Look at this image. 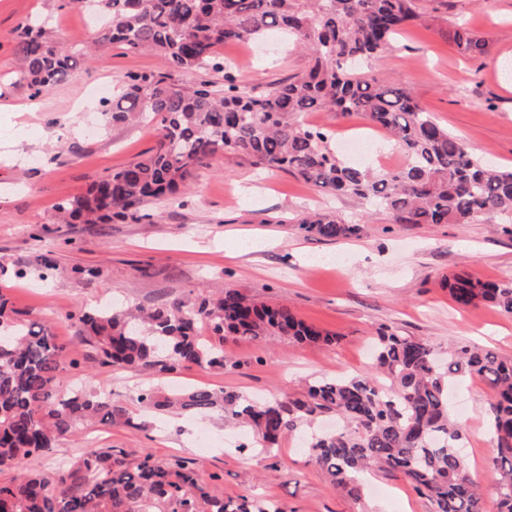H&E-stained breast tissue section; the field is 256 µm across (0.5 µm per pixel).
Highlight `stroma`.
<instances>
[{"label": "stroma", "mask_w": 512, "mask_h": 512, "mask_svg": "<svg viewBox=\"0 0 512 512\" xmlns=\"http://www.w3.org/2000/svg\"><path fill=\"white\" fill-rule=\"evenodd\" d=\"M422 5L420 24L371 60L370 72L400 83L478 157L512 170V78L502 75L504 62H512V0ZM36 15L49 18L55 40L75 54L76 64L51 93L34 99L19 82L16 36ZM460 23L485 39L479 59L462 56L449 43V31ZM100 35L80 7H61L60 0H0V290L23 319L50 323L67 352L83 359L92 348L64 318L72 307L150 308L195 301L212 287L235 289L289 307L306 323L335 333V344L228 340L224 371L188 364L174 382L271 399L298 393L316 376L366 372L369 344L381 327L424 338L442 352L479 344L512 358V316L490 304L458 309L442 286L443 277L458 269L485 281L512 278V235L481 219L398 224L358 199H329L291 175L263 171L227 152L200 169L176 200L151 206L153 222L58 223L59 201L147 156L158 140L150 121L105 123L103 95L131 72L171 73L167 58L120 48L89 58L87 48ZM219 53L239 83L263 88L301 75L308 65L305 52L285 47L277 35L252 46L227 44ZM305 120L337 136L362 135L371 150L390 149L362 118L316 111ZM322 209L360 225V234L326 241L300 230L302 216ZM48 249L56 268L41 281L37 258ZM83 267L99 270L93 284H81L77 271ZM148 380L136 367L93 362L83 377L64 376L60 388L81 383L109 391L134 411L136 391ZM492 399V390L476 378L460 381L452 398L469 471L480 482L494 448L486 416ZM202 429L215 447L196 448ZM242 442L247 451H239ZM105 448L149 453L161 463L182 458L202 476H218L225 497L271 500L282 512H433L430 501L399 475L376 472L354 498L336 490L296 439L269 454L253 432L216 415L157 414L143 428L84 427L52 454L24 460L16 471L51 472L85 450Z\"/></svg>", "instance_id": "1"}]
</instances>
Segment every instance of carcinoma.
Masks as SVG:
<instances>
[{
  "mask_svg": "<svg viewBox=\"0 0 512 512\" xmlns=\"http://www.w3.org/2000/svg\"><path fill=\"white\" fill-rule=\"evenodd\" d=\"M103 23L97 50L164 54L175 71L224 74V88L203 80L179 88L169 73H130L105 102L114 122L148 116L159 125L150 154L115 170L58 203L67 224L139 223L146 206L165 203L193 173L229 151L259 166L289 173L331 196H349L387 212L399 224L512 223V171L492 167L442 127L399 83L365 73L364 65L399 33L421 20L419 0H77ZM274 30L308 52L305 73L258 92L238 84L217 54ZM448 38L462 55L481 57L483 38L456 26ZM19 81L37 98L61 83L72 55L35 17L17 39ZM327 110L357 116L384 129L404 157L396 169L361 166L336 153L332 136L300 116ZM326 239L360 231L330 213L299 221ZM460 308L487 302L512 315V278L482 281L465 272L448 279ZM67 318L89 338L102 364L138 365L160 378L184 364L224 371V340L283 336L329 345L335 335L307 324L284 306L247 298L233 289L150 312L112 305ZM207 325L210 335L198 332ZM371 369L319 376L296 397L255 401L241 393L194 387L166 394L137 389L145 412H182L243 422L267 451L300 427L334 413L340 430L310 435L312 462L334 487L356 497L361 477L376 470L400 475L433 505V512H484V492L497 512H512V359L479 346L448 349L441 362L427 340L384 328L372 346ZM65 347L46 323L20 318L0 292V471L45 456L80 424L122 423L136 417L112 395L58 390ZM465 376L488 383L495 398L489 430L495 455L488 490L470 475L460 450L461 430L449 413V390ZM0 512H282L272 503L224 498L184 460L160 464L150 454L128 459L122 448L87 451L50 474L0 481Z\"/></svg>",
  "mask_w": 512,
  "mask_h": 512,
  "instance_id": "obj_1",
  "label": "carcinoma"
}]
</instances>
